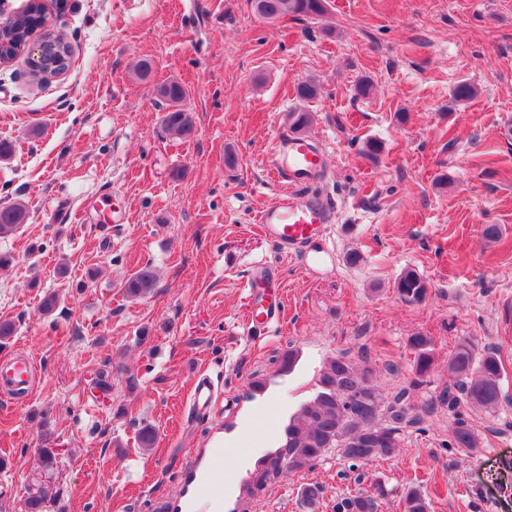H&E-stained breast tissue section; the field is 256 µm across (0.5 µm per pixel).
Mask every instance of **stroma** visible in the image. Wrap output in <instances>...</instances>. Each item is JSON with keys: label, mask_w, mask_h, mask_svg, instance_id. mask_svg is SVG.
Wrapping results in <instances>:
<instances>
[{"label": "stroma", "mask_w": 512, "mask_h": 512, "mask_svg": "<svg viewBox=\"0 0 512 512\" xmlns=\"http://www.w3.org/2000/svg\"><path fill=\"white\" fill-rule=\"evenodd\" d=\"M53 25L72 49L63 75L35 82L21 56L0 66V141L13 146L0 205L28 209L0 238L14 257L0 272V317L17 325L0 356L22 352L38 367L31 401L0 396V512H21L39 449L57 446L50 512H161L179 501L187 463L218 442L223 506L202 496L199 512H336L357 490L336 449L255 496L242 480L339 354L375 367L387 395L406 391L421 418L394 456L362 467L385 487L378 512H404L411 489L429 512H512V0H327L322 17L272 23L248 0H68ZM142 60L152 66L144 82ZM172 80L189 93L184 139L165 131L156 94ZM310 80L317 97L298 99ZM463 81L478 94L454 100ZM300 107L326 150L311 191L335 210L314 245L330 256L311 270L257 224L284 188L265 152ZM369 139L382 144L378 158L363 153ZM487 224L501 226L498 242L483 239ZM259 262L282 296L279 321L261 328L250 324L261 291L247 284ZM145 265L155 292L128 298L126 277ZM408 269L428 285L421 301L393 288ZM50 292L59 304L46 316ZM416 335L433 353L422 384L408 347ZM462 336L502 363L494 413L452 414L436 401ZM203 376L216 394L195 415ZM460 419L480 446L452 467ZM146 424L157 433L149 452L137 440ZM309 483L323 489L313 511L301 499Z\"/></svg>", "instance_id": "stroma-1"}]
</instances>
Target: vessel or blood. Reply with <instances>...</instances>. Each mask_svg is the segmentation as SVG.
<instances>
[{
  "mask_svg": "<svg viewBox=\"0 0 512 512\" xmlns=\"http://www.w3.org/2000/svg\"><path fill=\"white\" fill-rule=\"evenodd\" d=\"M273 178L286 181L281 192L258 213L261 234L280 250L291 254L305 253L325 236L333 213L324 200L309 193L308 188L324 173L326 155L308 139L278 132L267 151ZM34 375L32 362L11 358L0 362V387L16 393L29 391ZM185 486L203 485L213 496L224 495V451L208 449L185 476Z\"/></svg>",
  "mask_w": 512,
  "mask_h": 512,
  "instance_id": "obj_1",
  "label": "vessel or blood"
}]
</instances>
